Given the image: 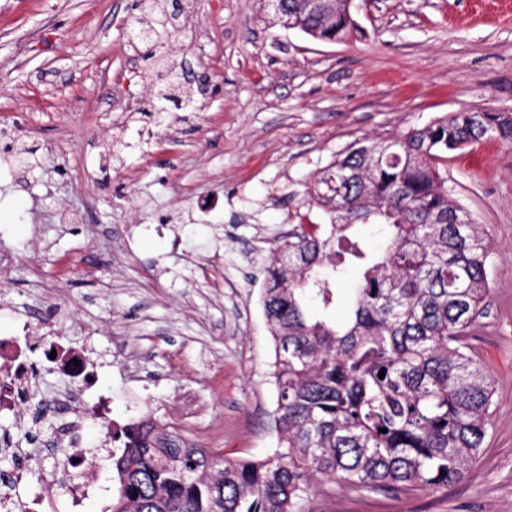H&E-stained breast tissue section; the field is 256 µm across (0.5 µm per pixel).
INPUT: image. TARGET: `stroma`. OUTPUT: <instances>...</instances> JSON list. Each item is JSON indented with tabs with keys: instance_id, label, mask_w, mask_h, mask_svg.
I'll list each match as a JSON object with an SVG mask.
<instances>
[{
	"instance_id": "obj_1",
	"label": "stroma",
	"mask_w": 512,
	"mask_h": 512,
	"mask_svg": "<svg viewBox=\"0 0 512 512\" xmlns=\"http://www.w3.org/2000/svg\"><path fill=\"white\" fill-rule=\"evenodd\" d=\"M168 64L206 76L195 107L156 125L155 74L130 46L134 0H0V124L43 147L33 175L0 163V332L64 306L94 326L98 388L124 425L154 414L203 448L261 459L277 446L265 265L290 224H325L305 188L358 139L463 109L512 113V0H355L360 36L281 27L264 0H178ZM448 187L486 228L493 267L469 340L494 382L484 450L436 491L320 486L312 512H512V142L450 153ZM108 251L112 265L87 271ZM55 419L16 432L30 512H109L117 483L101 427L102 491L71 502L35 467Z\"/></svg>"
}]
</instances>
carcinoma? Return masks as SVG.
<instances>
[{
    "instance_id": "obj_1",
    "label": "carcinoma",
    "mask_w": 512,
    "mask_h": 512,
    "mask_svg": "<svg viewBox=\"0 0 512 512\" xmlns=\"http://www.w3.org/2000/svg\"><path fill=\"white\" fill-rule=\"evenodd\" d=\"M163 11L151 0L138 25L154 64L168 38ZM301 31L344 41L360 26L336 0L301 11ZM191 97L168 67L150 116L160 123ZM487 138L512 141V113L454 112L337 153L306 189L330 223L289 229L261 295L278 447L262 459L227 458L150 415L116 427L112 512H303L324 482L410 491L462 479L483 450L493 396L468 344L485 311L491 244L440 165ZM38 152L8 150L25 172L40 167Z\"/></svg>"
}]
</instances>
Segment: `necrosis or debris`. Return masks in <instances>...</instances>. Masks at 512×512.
<instances>
[{
  "label": "necrosis or debris",
  "instance_id": "necrosis-or-debris-1",
  "mask_svg": "<svg viewBox=\"0 0 512 512\" xmlns=\"http://www.w3.org/2000/svg\"><path fill=\"white\" fill-rule=\"evenodd\" d=\"M30 328V322L25 320L17 324L12 335L0 336V414L11 415L16 423H23L40 371L70 379L72 386L64 397L45 400L49 411L59 416L60 424L51 441L55 464L51 470L42 472L41 480L48 486L66 480L69 495L79 498L98 481L96 462L87 455L81 442L83 429L98 410L88 397L94 386L96 366L86 350L55 336L48 325L43 328L42 339L50 355L40 364H32L28 357L32 348Z\"/></svg>",
  "mask_w": 512,
  "mask_h": 512
}]
</instances>
